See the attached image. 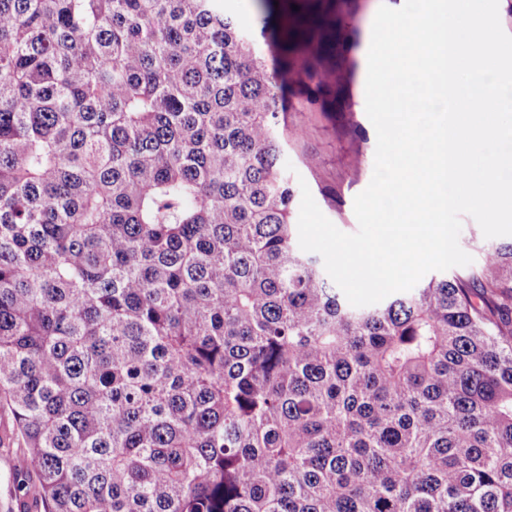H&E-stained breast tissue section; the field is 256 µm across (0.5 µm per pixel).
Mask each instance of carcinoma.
Instances as JSON below:
<instances>
[{
    "instance_id": "1",
    "label": "carcinoma",
    "mask_w": 512,
    "mask_h": 512,
    "mask_svg": "<svg viewBox=\"0 0 512 512\" xmlns=\"http://www.w3.org/2000/svg\"><path fill=\"white\" fill-rule=\"evenodd\" d=\"M0 0V436L40 512H512V242L354 307L288 101L338 0ZM298 9H293L292 5Z\"/></svg>"
}]
</instances>
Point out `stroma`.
Masks as SVG:
<instances>
[{
  "label": "stroma",
  "instance_id": "obj_1",
  "mask_svg": "<svg viewBox=\"0 0 512 512\" xmlns=\"http://www.w3.org/2000/svg\"><path fill=\"white\" fill-rule=\"evenodd\" d=\"M380 3L381 0H359L351 7L349 33L356 61L351 112H288L289 126L299 132L288 145V160L307 183L322 213L346 233L358 229L354 199L369 185L374 171L377 137L366 114L362 77ZM309 155L317 160L312 170L302 163ZM22 465V449L14 445L0 447V512H23L15 483Z\"/></svg>",
  "mask_w": 512,
  "mask_h": 512
}]
</instances>
